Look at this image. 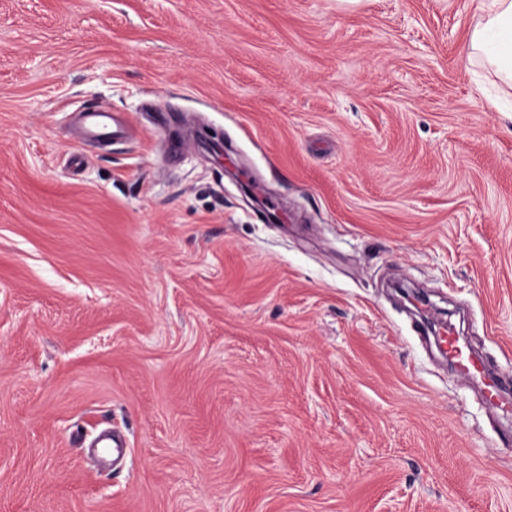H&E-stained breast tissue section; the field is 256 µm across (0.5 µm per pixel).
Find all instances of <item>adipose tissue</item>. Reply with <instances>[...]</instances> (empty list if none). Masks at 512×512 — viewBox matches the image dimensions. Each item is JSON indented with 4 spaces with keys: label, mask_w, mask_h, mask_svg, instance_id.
Here are the masks:
<instances>
[{
    "label": "adipose tissue",
    "mask_w": 512,
    "mask_h": 512,
    "mask_svg": "<svg viewBox=\"0 0 512 512\" xmlns=\"http://www.w3.org/2000/svg\"><path fill=\"white\" fill-rule=\"evenodd\" d=\"M478 17L470 33L469 63L512 88V0H471Z\"/></svg>",
    "instance_id": "ef3b65f1"
}]
</instances>
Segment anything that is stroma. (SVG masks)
<instances>
[{
	"label": "stroma",
	"instance_id": "35a3bbf8",
	"mask_svg": "<svg viewBox=\"0 0 512 512\" xmlns=\"http://www.w3.org/2000/svg\"><path fill=\"white\" fill-rule=\"evenodd\" d=\"M475 22L0 0V512H512L502 421L417 329L464 309L512 373V112ZM94 108L132 141L75 143ZM95 448L98 456L108 461L112 457V462H118L128 454L127 441L120 435L101 432L96 442L91 445Z\"/></svg>",
	"mask_w": 512,
	"mask_h": 512
}]
</instances>
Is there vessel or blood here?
Listing matches in <instances>:
<instances>
[{
    "label": "vessel or blood",
    "mask_w": 512,
    "mask_h": 512,
    "mask_svg": "<svg viewBox=\"0 0 512 512\" xmlns=\"http://www.w3.org/2000/svg\"><path fill=\"white\" fill-rule=\"evenodd\" d=\"M80 127L76 133L77 142H96L105 146L128 140L133 134L131 121L119 112L103 109H86L80 112ZM439 342L457 374L465 379L486 376L484 395L486 400L503 415L512 416V381L499 375H492L483 359L474 357L468 348L461 344L459 337L454 336L452 327H445ZM96 453L101 459L121 460L128 453L127 441L122 436L100 433L94 444Z\"/></svg>",
    "instance_id": "1"
}]
</instances>
